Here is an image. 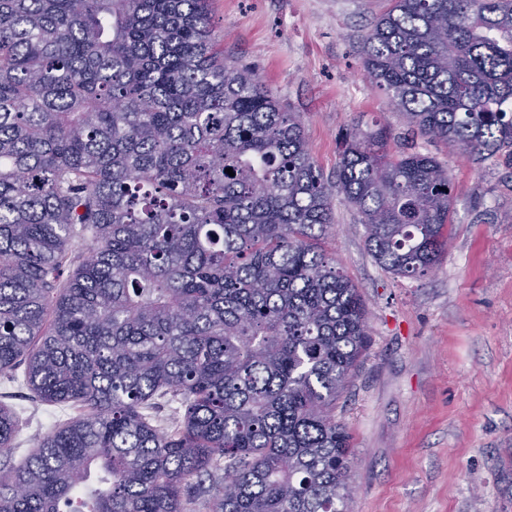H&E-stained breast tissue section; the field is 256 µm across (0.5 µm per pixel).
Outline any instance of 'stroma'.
Listing matches in <instances>:
<instances>
[{
  "label": "stroma",
  "mask_w": 512,
  "mask_h": 512,
  "mask_svg": "<svg viewBox=\"0 0 512 512\" xmlns=\"http://www.w3.org/2000/svg\"><path fill=\"white\" fill-rule=\"evenodd\" d=\"M388 0H210L218 50L248 65L304 127L325 175L336 139L400 112L363 76L361 38ZM447 163L454 210L448 248L415 280L378 266L355 210L333 206L323 248L368 311L367 343L336 401L351 436L350 512H512V169L475 164L415 139ZM0 404L20 414L12 452L21 464L58 412L0 381Z\"/></svg>",
  "instance_id": "1"
}]
</instances>
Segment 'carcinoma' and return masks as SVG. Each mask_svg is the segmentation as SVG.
<instances>
[{
    "mask_svg": "<svg viewBox=\"0 0 512 512\" xmlns=\"http://www.w3.org/2000/svg\"><path fill=\"white\" fill-rule=\"evenodd\" d=\"M390 2L372 87L411 137L512 167V0ZM389 139L341 134L325 177L206 0H0V378L83 409L0 464V512H349L367 311L321 246L333 200L411 279L453 210L448 165ZM18 428L0 405V456Z\"/></svg>",
    "mask_w": 512,
    "mask_h": 512,
    "instance_id": "1",
    "label": "carcinoma"
}]
</instances>
